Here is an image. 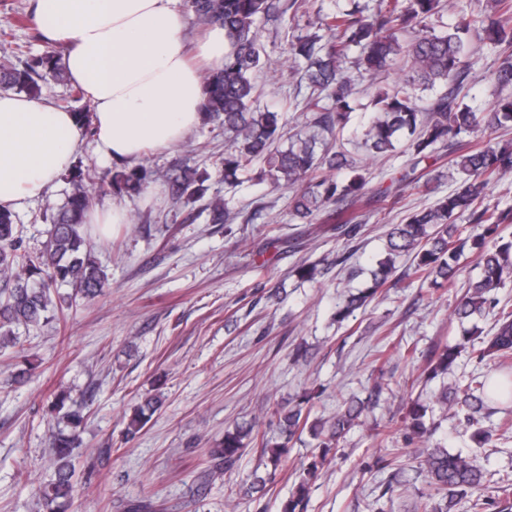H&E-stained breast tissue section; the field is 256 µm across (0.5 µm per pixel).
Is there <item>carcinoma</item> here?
Wrapping results in <instances>:
<instances>
[{
	"instance_id": "1",
	"label": "carcinoma",
	"mask_w": 512,
	"mask_h": 512,
	"mask_svg": "<svg viewBox=\"0 0 512 512\" xmlns=\"http://www.w3.org/2000/svg\"><path fill=\"white\" fill-rule=\"evenodd\" d=\"M445 1L455 8L456 22L448 31L436 32L429 23ZM490 4L492 15L476 9L472 0H380L372 12L357 6L318 15L319 29L325 35L297 34L289 43L291 55L304 64L310 89L304 99L305 110L314 114L315 125L329 132L346 127L352 84L344 64L355 47L360 50V63L368 71H385L400 55L414 69L413 76L395 79L390 90L372 99L373 116L364 137L373 154L394 150L395 142L406 134L412 137L414 172L422 161L433 156L437 145L462 133L496 131L512 123V96L500 98L491 109L473 107L458 98V89L468 77L461 64L466 35L475 29L499 49L494 82L502 89L512 87V26L507 23L512 17V0H490ZM184 7L196 24L223 27L228 42L224 65L203 73V116L224 128V133L235 134L233 151L224 156L218 178L232 184L240 172L261 161L265 164L264 174L273 185L295 189L290 202L293 216L309 224L334 204L336 209L328 212L326 221L343 227L354 223L356 215L351 206L366 194L365 176L344 153L325 145L322 152H317L314 138L282 147L279 113L262 111L257 106L259 94L253 75L270 66L262 41V22L277 14L298 23L299 0H184ZM13 28L9 22L0 23V42L12 45L16 58L14 63L0 64V89L40 99L52 85L66 84L70 86L69 94L54 99V106L74 113L85 133L94 135L92 109L74 106L84 93L71 85L60 54L54 50L32 54L29 43L15 41ZM438 84L444 86L443 91L428 98L419 95ZM450 167L465 175L459 186L435 206L411 214L403 224L392 225L386 234L387 256L372 272V285L344 296L334 313V320L343 322L366 309L395 272V261L402 255L413 257L415 273L420 276L435 284L442 280L454 286L460 257L467 242H473L479 250V280L469 284L453 309L455 320L464 326L463 342L445 345L437 360H429L428 370L434 378L447 375L458 355L468 347L480 361L490 360L504 370L512 368V305L503 304L498 298V290L512 283V240L486 245V237L497 233L512 213L483 204L485 187L512 173V142L497 146L487 142L465 150L451 159ZM210 179L209 172L190 166L164 177L144 165H124L101 177L77 166L67 178L69 189L57 211L32 215L33 223H51L39 252L26 249L16 214L0 206V346H17L14 328L18 326L38 327L60 320L64 310L72 307L73 297L61 296L56 304L52 299L55 288L71 286L85 301H92L103 292L105 275L84 229L95 193L107 187L117 194L138 195L161 180L172 202L187 207L206 198V182ZM204 211L211 224L234 220L224 200L217 196L208 199ZM464 213L468 214L467 227L456 224L457 217ZM479 226L482 233L470 239L464 236L468 228ZM488 310L495 312L492 335L482 336L477 327H466ZM16 358L17 370L8 380L11 386L23 383L30 371L23 351H18ZM493 394L492 381L477 375L462 389L450 391L443 386L435 405L443 412L450 407L466 412L468 422L475 426L473 437L485 445L496 435L512 434V420L507 417L495 433L480 427ZM311 400L305 396L293 406H274L278 428L275 437H267L253 425H237L234 430L225 431L224 442L210 450L209 464L197 477L199 488L208 486L213 478L231 468L246 448L253 446L268 459L272 470L266 478H254L244 495L266 493L290 443L307 432L318 440L321 453L302 465L300 480L281 507V512H307L312 482L329 451L359 425L369 409L364 401L348 397L343 399L344 409L332 420H312ZM406 405L404 437L409 443L418 444V473L434 490L430 512H454L457 497L466 494L472 496V512H512V494L494 501L485 498L481 495L482 470L469 458L434 442L436 427L426 425L429 406L421 402V396L408 392ZM159 406L160 400L155 396L143 400L126 424L125 442L137 437L147 415ZM59 420L65 429L52 434L49 461L53 477L34 489L40 512H68L76 493L74 459L75 450L81 445L82 407L66 410Z\"/></svg>"
}]
</instances>
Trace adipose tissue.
<instances>
[{"mask_svg":"<svg viewBox=\"0 0 512 512\" xmlns=\"http://www.w3.org/2000/svg\"><path fill=\"white\" fill-rule=\"evenodd\" d=\"M182 0H33L32 19L61 46L95 112L104 159L136 164L181 145L201 124L203 87L188 59ZM83 136L72 113L0 91V204L44 195Z\"/></svg>","mask_w":512,"mask_h":512,"instance_id":"1","label":"adipose tissue"}]
</instances>
